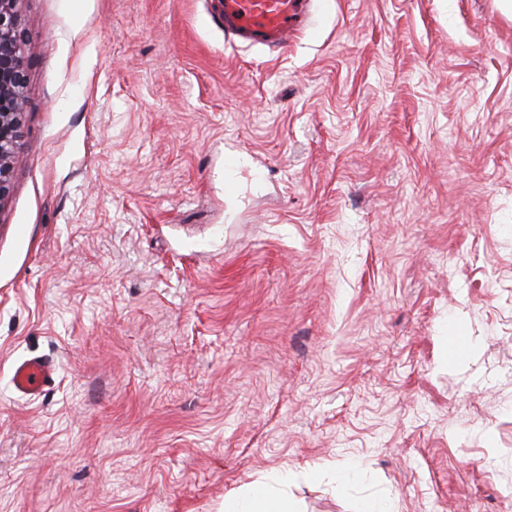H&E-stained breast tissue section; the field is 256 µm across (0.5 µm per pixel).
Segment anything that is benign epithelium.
I'll list each match as a JSON object with an SVG mask.
<instances>
[{
    "mask_svg": "<svg viewBox=\"0 0 512 512\" xmlns=\"http://www.w3.org/2000/svg\"><path fill=\"white\" fill-rule=\"evenodd\" d=\"M17 0H0V203L9 193L12 159L22 140L25 56Z\"/></svg>",
    "mask_w": 512,
    "mask_h": 512,
    "instance_id": "obj_1",
    "label": "benign epithelium"
}]
</instances>
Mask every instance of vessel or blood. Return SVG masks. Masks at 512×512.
<instances>
[{"instance_id": "obj_1", "label": "vessel or blood", "mask_w": 512, "mask_h": 512, "mask_svg": "<svg viewBox=\"0 0 512 512\" xmlns=\"http://www.w3.org/2000/svg\"><path fill=\"white\" fill-rule=\"evenodd\" d=\"M311 5L312 0H224L218 17L226 39L282 45L289 34L302 32ZM55 379L56 368L46 360L26 359L13 370L14 387L23 394L43 392Z\"/></svg>"}]
</instances>
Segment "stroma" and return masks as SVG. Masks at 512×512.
<instances>
[{"instance_id":"stroma-1","label":"stroma","mask_w":512,"mask_h":512,"mask_svg":"<svg viewBox=\"0 0 512 512\" xmlns=\"http://www.w3.org/2000/svg\"><path fill=\"white\" fill-rule=\"evenodd\" d=\"M16 10L0 512H222L283 472L296 512H512L504 0H325L284 48L213 0ZM56 368L47 360L30 358L19 362L13 370L15 389L23 394L45 391L55 383Z\"/></svg>"}]
</instances>
